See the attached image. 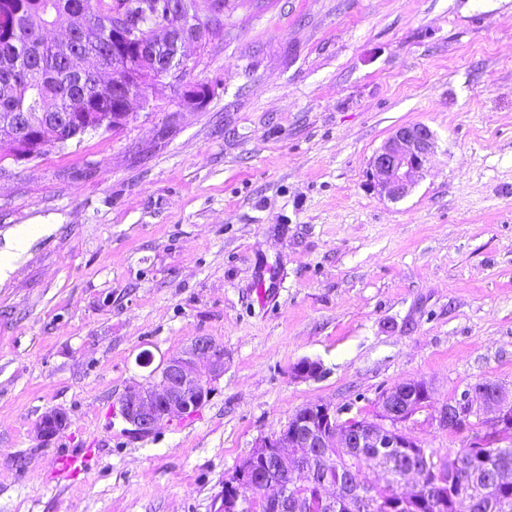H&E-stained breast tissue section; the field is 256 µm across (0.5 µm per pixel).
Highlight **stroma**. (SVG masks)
<instances>
[{
    "mask_svg": "<svg viewBox=\"0 0 512 512\" xmlns=\"http://www.w3.org/2000/svg\"><path fill=\"white\" fill-rule=\"evenodd\" d=\"M185 53L203 107L165 80L123 129L0 162V250L47 227L0 281V512H214L303 405L368 414L425 380L407 427L445 455L467 437L442 406L512 387V0H232ZM414 123L435 152L381 197L370 158ZM200 336L224 349L205 403L132 433L125 388ZM305 358L321 377L293 378ZM66 424V416L60 410H51L45 413L36 425L39 437L50 439L55 436ZM88 452L82 450L59 454L54 460L55 470L61 479L80 473L87 463Z\"/></svg>",
    "mask_w": 512,
    "mask_h": 512,
    "instance_id": "35a3bbf8",
    "label": "stroma"
}]
</instances>
